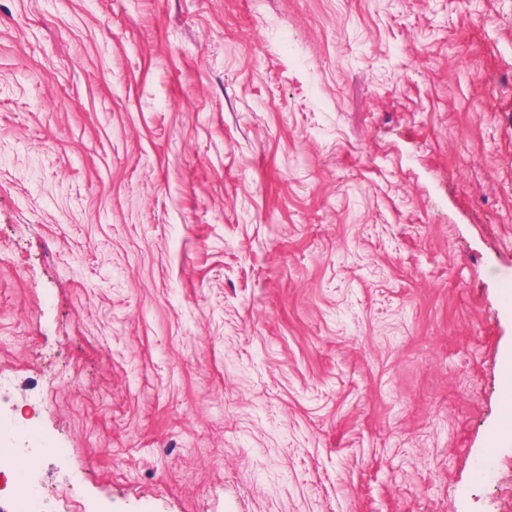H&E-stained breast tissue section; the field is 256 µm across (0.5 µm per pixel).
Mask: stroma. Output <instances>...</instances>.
I'll list each match as a JSON object with an SVG mask.
<instances>
[{"label": "stroma", "mask_w": 512, "mask_h": 512, "mask_svg": "<svg viewBox=\"0 0 512 512\" xmlns=\"http://www.w3.org/2000/svg\"><path fill=\"white\" fill-rule=\"evenodd\" d=\"M512 0H0V427L44 512H512ZM14 427L32 438L33 443L29 446L30 448L2 447V435L0 434V455L10 453L15 455L20 463H29L41 456L54 454L60 451L59 448H51L47 445L41 444L40 439L36 436V429L29 423L19 420L15 423Z\"/></svg>", "instance_id": "obj_1"}]
</instances>
